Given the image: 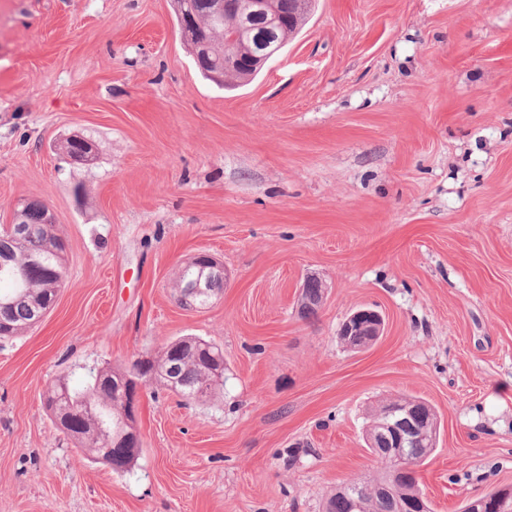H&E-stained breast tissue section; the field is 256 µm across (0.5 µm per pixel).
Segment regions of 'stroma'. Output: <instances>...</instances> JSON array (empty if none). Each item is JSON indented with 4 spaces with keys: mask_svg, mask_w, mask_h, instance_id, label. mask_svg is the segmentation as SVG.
<instances>
[{
    "mask_svg": "<svg viewBox=\"0 0 512 512\" xmlns=\"http://www.w3.org/2000/svg\"><path fill=\"white\" fill-rule=\"evenodd\" d=\"M73 135L92 165L60 159ZM27 198L66 281L0 340V512H322L376 469L367 412L397 396L440 419L433 512L512 486V0H316L235 90L198 72L172 0H0V224ZM201 253L226 281L191 310L173 281ZM363 306L384 334L351 352ZM189 335L222 347L224 396L145 386L130 471L54 428L56 378ZM384 333V319L373 308H362L352 313L342 324L340 336H359L361 345H366V336H372V343Z\"/></svg>",
    "mask_w": 512,
    "mask_h": 512,
    "instance_id": "1",
    "label": "stroma"
}]
</instances>
